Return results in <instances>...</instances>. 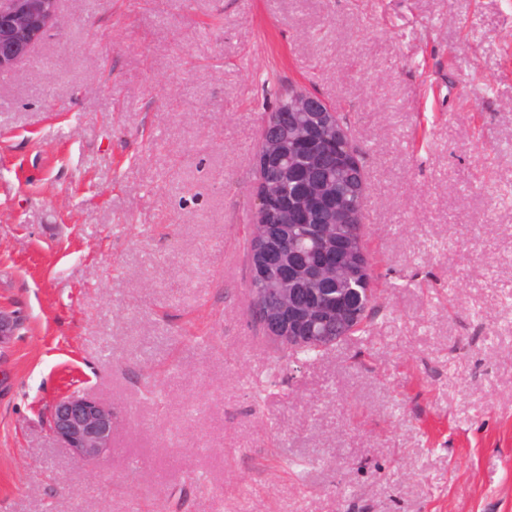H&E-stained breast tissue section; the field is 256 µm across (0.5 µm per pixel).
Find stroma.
I'll return each mask as SVG.
<instances>
[{
	"instance_id": "35a3bbf8",
	"label": "stroma",
	"mask_w": 512,
	"mask_h": 512,
	"mask_svg": "<svg viewBox=\"0 0 512 512\" xmlns=\"http://www.w3.org/2000/svg\"><path fill=\"white\" fill-rule=\"evenodd\" d=\"M0 73V512H512V0H61ZM348 118L379 294L288 360L248 311L260 117ZM111 405L73 460L53 399ZM269 112H276L274 124L288 119V112H329L336 117L330 104L318 93L309 90L298 91L291 100L278 102Z\"/></svg>"
}]
</instances>
